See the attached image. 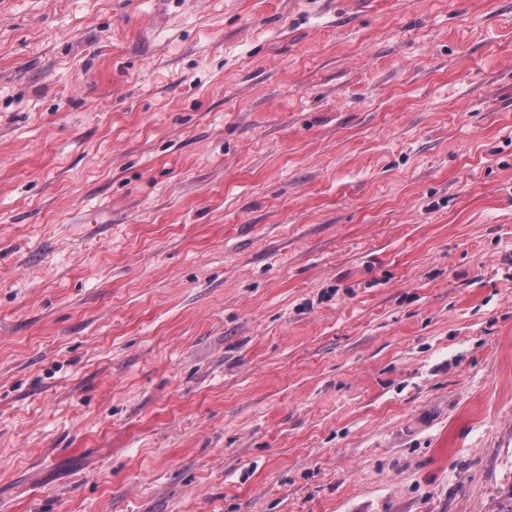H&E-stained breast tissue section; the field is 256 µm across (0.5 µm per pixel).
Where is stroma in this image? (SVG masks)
Instances as JSON below:
<instances>
[{"label": "stroma", "instance_id": "obj_1", "mask_svg": "<svg viewBox=\"0 0 512 512\" xmlns=\"http://www.w3.org/2000/svg\"><path fill=\"white\" fill-rule=\"evenodd\" d=\"M512 0H0V512H507Z\"/></svg>", "mask_w": 512, "mask_h": 512}]
</instances>
